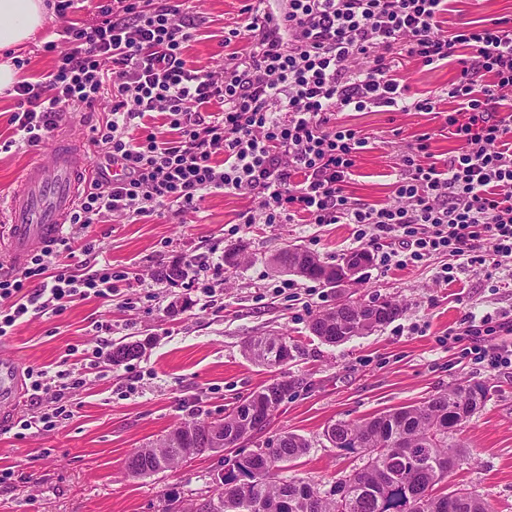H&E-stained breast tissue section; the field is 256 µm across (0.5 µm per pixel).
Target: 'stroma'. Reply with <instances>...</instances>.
Instances as JSON below:
<instances>
[{
	"instance_id": "1",
	"label": "stroma",
	"mask_w": 512,
	"mask_h": 512,
	"mask_svg": "<svg viewBox=\"0 0 512 512\" xmlns=\"http://www.w3.org/2000/svg\"><path fill=\"white\" fill-rule=\"evenodd\" d=\"M207 22L185 51L202 69L224 65V29L235 21L244 0H193ZM512 17V0H454L448 28ZM56 18H48L35 42L22 53L19 75L51 70L55 56L44 49L58 39ZM339 125L369 138L357 158L349 185L352 197L378 204L392 200L393 173L409 144L430 135V151L445 160L459 142L449 139L442 120L430 112L337 113ZM37 149H0V201L18 187ZM248 197L231 190L206 196L198 212L184 216L152 213L113 215L84 230L96 239L120 280L111 299L76 301L59 315H32L0 338V356L17 367V401L0 418V512H161L167 492L185 498L211 487L223 458L204 453L178 468L140 478L128 476L125 461L180 423L219 418L239 399L273 379L244 352L253 336L282 334L294 347L285 366L288 393L266 427L237 445L244 456L293 432L311 443L310 452L287 465L284 476L321 482L362 466L358 456L331 447L327 425L356 421L420 402L464 381H480L489 395L455 439L473 454L472 462L446 482L463 484L488 499L495 512H512V366L486 370L460 348L448 345L449 331H461L468 313L512 314V267L485 265L455 270L443 281L444 254L405 267H385L381 244L359 246L349 224H243ZM298 245L336 264L363 250L371 261L358 283L342 290L273 269L270 259ZM241 256L236 267L227 252ZM203 254L219 263L209 281L185 277L170 283L162 274L176 261ZM214 295L206 297L203 285ZM361 302L397 301L403 313L382 331L329 345L309 324L335 306L342 294ZM112 326V340L140 342L142 353L122 364L87 368L74 351L95 349L98 324ZM70 363L82 385L67 390L72 416L64 427L16 438L10 425L43 411L26 388L28 368L56 370Z\"/></svg>"
}]
</instances>
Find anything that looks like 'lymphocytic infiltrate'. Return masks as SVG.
<instances>
[{"label":"lymphocytic infiltrate","mask_w":512,"mask_h":512,"mask_svg":"<svg viewBox=\"0 0 512 512\" xmlns=\"http://www.w3.org/2000/svg\"><path fill=\"white\" fill-rule=\"evenodd\" d=\"M83 0H55L62 43L47 42L52 69L14 87L7 119L30 147L53 136L70 112H95L111 96L110 116L91 125V141L120 181L94 166L88 190L60 238L35 251L17 273H0V336L29 315L58 314L69 303L110 299L115 275L93 242L81 248V274L60 264L73 229L102 214L138 216L161 207L197 211L212 191L247 194L246 224L302 218L351 224L357 242L386 240L383 265L405 266L435 254L464 265L512 261V19L444 29L451 0H286L269 11L250 0L224 38V66H188L187 44L205 24L186 0H95L93 16L73 20ZM454 64L436 95L404 83V61ZM390 107L442 116L462 148L438 161L422 135L403 155L393 201L369 204L346 186L369 143L333 125L336 112ZM172 138L141 134L153 113ZM467 354L488 369L512 365V318L469 315Z\"/></svg>","instance_id":"1"}]
</instances>
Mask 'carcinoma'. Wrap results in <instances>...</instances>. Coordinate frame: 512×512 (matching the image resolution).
Masks as SVG:
<instances>
[{"label":"carcinoma","instance_id":"carcinoma-1","mask_svg":"<svg viewBox=\"0 0 512 512\" xmlns=\"http://www.w3.org/2000/svg\"><path fill=\"white\" fill-rule=\"evenodd\" d=\"M302 253L316 260L315 270L307 279L330 283L323 271L328 268L336 272L338 266L325 265L317 256L299 248L286 249L279 254L288 258V253ZM403 313V308L396 302H389L388 307L380 311L374 326L378 331ZM310 331L322 341L336 345L338 339H351L363 333L356 313L345 305H338L336 315L323 311L316 315L310 324ZM286 336H258L245 344L249 358L260 366L280 357L282 342ZM142 353L139 343H126L112 349V363L118 365L123 361ZM261 391H255L248 397L236 402L224 413V436H233L238 441L255 433L258 419L254 413ZM481 403L475 401L467 392L466 383L456 384L444 392L433 394L423 401L400 408L388 410L360 422L340 420L336 422V438L345 441L347 451L367 458L366 464L344 474L352 481L349 494L343 499L329 495L318 497L310 512H448V497L438 495L435 486L447 478V474L433 466L409 467L407 462L417 454L439 462L448 458L453 452L459 462L467 460V451L458 444L448 442L450 436L465 425ZM407 435L406 447L396 451L390 445L394 435ZM311 444L304 436L295 433L283 435V441L268 444L265 449L251 455L243 456L238 467L248 478L245 483L231 485L224 483L221 494L224 495V512H246V503L258 504L260 512H292L291 500L300 493L301 487L296 480L280 478L278 462H293L306 455ZM190 449L161 447V441L137 449L134 467L138 471L131 473L134 478L143 477L145 473L139 468L147 460L163 457L169 466L182 462ZM401 476L399 482L390 479V474ZM455 512H495L491 503L479 493L472 490L470 496L461 502Z\"/></svg>","mask_w":512,"mask_h":512}]
</instances>
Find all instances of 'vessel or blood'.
Segmentation results:
<instances>
[{
  "mask_svg": "<svg viewBox=\"0 0 512 512\" xmlns=\"http://www.w3.org/2000/svg\"><path fill=\"white\" fill-rule=\"evenodd\" d=\"M91 171L84 143L67 135L36 157L4 206L9 228L0 256L7 265L22 267L33 250L58 237Z\"/></svg>",
  "mask_w": 512,
  "mask_h": 512,
  "instance_id": "b4317fda",
  "label": "vessel or blood"
}]
</instances>
